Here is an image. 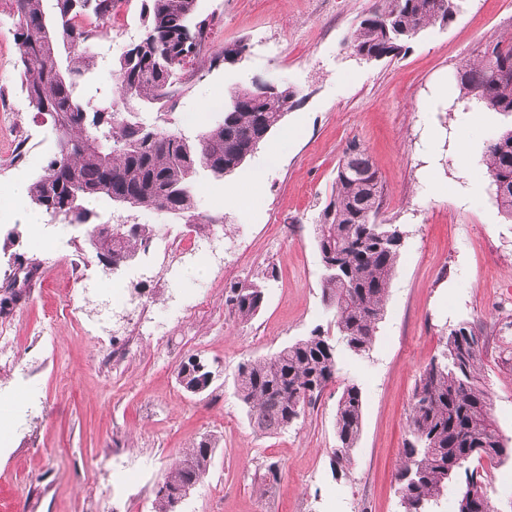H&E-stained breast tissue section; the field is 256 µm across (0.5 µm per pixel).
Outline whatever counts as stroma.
<instances>
[{
  "instance_id": "obj_1",
  "label": "stroma",
  "mask_w": 512,
  "mask_h": 512,
  "mask_svg": "<svg viewBox=\"0 0 512 512\" xmlns=\"http://www.w3.org/2000/svg\"><path fill=\"white\" fill-rule=\"evenodd\" d=\"M375 0H198L213 18L195 74L176 109L161 119L195 129L221 112L203 109L228 88L256 79L285 83L297 103L282 126L231 175L200 172L198 209L219 217L221 250L180 262L156 242L119 270L86 248L84 224L57 239L33 233L9 190L32 182L56 151L50 120L32 112L17 80L19 46L0 0V289L21 299L0 315L12 361H0V512H152L161 476L185 448L217 438L206 481L182 512H404L397 470L409 403L422 368L451 328L469 323L485 339L481 384L504 443L512 448V221L499 210L481 162L492 131L512 117L470 109L449 79L492 35L512 36V0H461L446 26L411 40L393 60L360 64L346 40ZM141 0H121L109 39L118 57L143 32ZM247 51L235 66L211 65L224 44ZM360 142L384 185L378 220L405 238L368 354L338 346V373L287 431L254 433L234 392L245 359L277 351L314 328L334 330L314 238L336 169ZM98 221L154 225L158 237L189 236L167 214L97 205ZM37 259L27 281L14 275ZM275 274L259 313L237 320L225 304L231 284ZM122 291L127 307L105 309ZM218 374L207 392L176 378L189 356ZM360 386L363 428L347 473L330 465L336 401ZM279 468L257 494L255 469ZM497 512H512V457L477 466Z\"/></svg>"
}]
</instances>
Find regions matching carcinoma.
<instances>
[{
	"label": "carcinoma",
	"mask_w": 512,
	"mask_h": 512,
	"mask_svg": "<svg viewBox=\"0 0 512 512\" xmlns=\"http://www.w3.org/2000/svg\"><path fill=\"white\" fill-rule=\"evenodd\" d=\"M19 46L18 79L28 106L51 120L57 150L32 181L29 197L50 220L91 224L97 212L87 202H112L130 209L164 212L207 232L220 223L197 209V176L231 174L252 155L296 103L285 84L255 94L254 87L230 89L224 115L214 127L191 137L151 126L143 114L161 115L175 108L186 92L181 75L200 55L210 21L198 19L197 0H142L143 35L112 61V96L96 99L80 91L83 76L96 65L93 43L106 38L112 15L123 0H56L47 16L44 0H9ZM460 9V0H378L350 33L347 48L377 60L394 58L428 27L445 26ZM246 45L234 42L212 58L227 65L240 62ZM66 61H61V58ZM453 83L475 100L480 112L512 115V38L490 36L475 57L453 74ZM347 162L336 170L329 203L315 225L323 263L321 286L336 307V335L346 349L361 354L373 344L384 313L389 283L401 253L398 224H378L380 182L363 146L353 140ZM482 163L495 186L501 212L512 218V127L491 136ZM97 256L107 270L132 262L155 236L151 224L132 232L105 234L92 224ZM264 272L229 289L226 305L239 320H251L264 301ZM473 328L462 323L450 330L440 356L422 370L408 413V435L398 472L402 501L432 507L448 482L464 477L457 512H488L490 498H470L477 471L471 459L502 460V439L490 414V401L478 384L480 350L468 347ZM336 343L315 328L266 356L238 366L236 394L250 423L262 435L292 427L305 409L336 379ZM184 391L206 392L211 382L192 359L177 368ZM363 397L358 385H346L337 401L336 448L331 464L346 471L360 438ZM216 439L203 435L163 475L154 512H178L182 492L202 484L210 474Z\"/></svg>",
	"instance_id": "1"
}]
</instances>
